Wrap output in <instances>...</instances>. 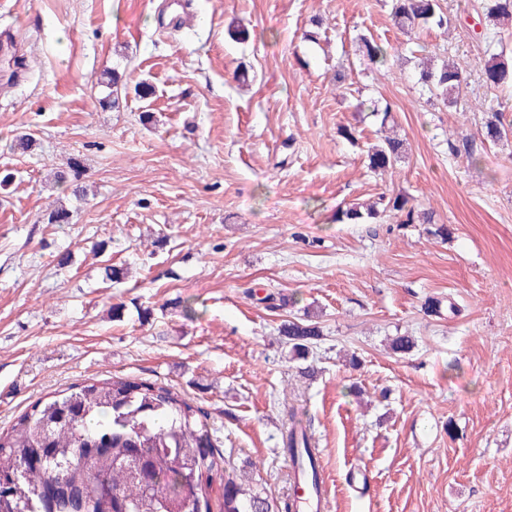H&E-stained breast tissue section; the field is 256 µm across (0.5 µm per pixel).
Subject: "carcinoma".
Listing matches in <instances>:
<instances>
[{"instance_id":"cac0c4a2","label":"carcinoma","mask_w":512,"mask_h":512,"mask_svg":"<svg viewBox=\"0 0 512 512\" xmlns=\"http://www.w3.org/2000/svg\"><path fill=\"white\" fill-rule=\"evenodd\" d=\"M485 18L495 27H512V0H487ZM397 28H448L440 0H393ZM483 72L491 87L512 83V59L488 46ZM359 52L371 64L387 58L384 44L359 38ZM121 76L105 71L99 83L109 89L102 105L119 107ZM425 91L445 105L458 103L462 71L448 64L420 72ZM390 105L382 109L380 140L369 154V167L387 171L406 153L405 140L387 130ZM512 135V123L501 115L485 126L495 143ZM73 163L55 174L56 181L86 196ZM385 213L401 224H430L429 213L409 204L404 195L381 196L369 205L353 203L336 213V221L357 224ZM292 358L306 361L322 336L311 319L290 320L280 329ZM281 450L301 478L316 484L319 462L310 425L288 409L281 431ZM224 472L222 512H298L294 500H278L266 492L248 490L225 466L224 452L208 415L169 385L112 376L77 383L32 404L11 427L0 431V478H15L0 492V512H211L214 474Z\"/></svg>"}]
</instances>
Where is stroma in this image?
<instances>
[{
	"label": "stroma",
	"mask_w": 512,
	"mask_h": 512,
	"mask_svg": "<svg viewBox=\"0 0 512 512\" xmlns=\"http://www.w3.org/2000/svg\"><path fill=\"white\" fill-rule=\"evenodd\" d=\"M191 2L177 28L169 0H0L17 48L0 51V429L86 379L162 382L281 499L288 401L312 423L325 512H512V140L484 138L491 110L512 120V88L484 81L481 0H441L447 29L409 34L391 0ZM362 35L384 64L358 55ZM428 55L463 68L458 105L424 92ZM112 69L127 85L105 110ZM375 103L407 142L388 172L368 167ZM24 131L33 147L12 151ZM461 139L470 155H451ZM72 158L82 200L53 177ZM396 194L448 238L335 219ZM58 206L70 223L45 222ZM306 317L323 333L311 378L279 333ZM400 335L408 354L389 349Z\"/></svg>",
	"instance_id": "1"
}]
</instances>
